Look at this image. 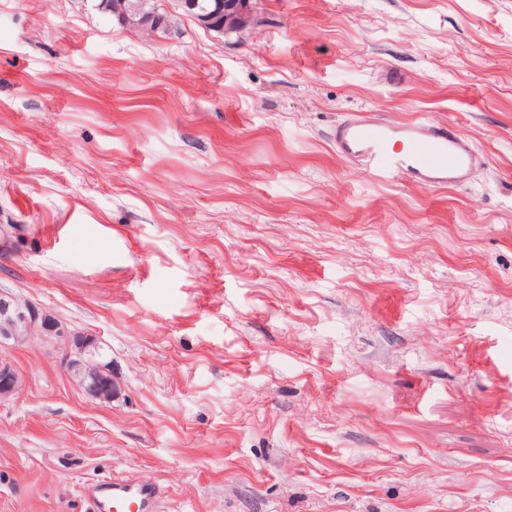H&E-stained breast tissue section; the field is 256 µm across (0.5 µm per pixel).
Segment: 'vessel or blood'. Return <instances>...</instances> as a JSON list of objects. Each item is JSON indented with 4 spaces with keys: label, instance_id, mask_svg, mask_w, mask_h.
I'll list each match as a JSON object with an SVG mask.
<instances>
[{
    "label": "vessel or blood",
    "instance_id": "b4317fda",
    "mask_svg": "<svg viewBox=\"0 0 512 512\" xmlns=\"http://www.w3.org/2000/svg\"><path fill=\"white\" fill-rule=\"evenodd\" d=\"M340 154L366 170L403 176L424 186L461 183L477 156L457 130L418 120L394 122L376 116L354 115L336 128ZM93 512H158L155 486L123 478L94 487Z\"/></svg>",
    "mask_w": 512,
    "mask_h": 512
}]
</instances>
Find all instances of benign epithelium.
Listing matches in <instances>:
<instances>
[{"label": "benign epithelium", "mask_w": 512, "mask_h": 512, "mask_svg": "<svg viewBox=\"0 0 512 512\" xmlns=\"http://www.w3.org/2000/svg\"><path fill=\"white\" fill-rule=\"evenodd\" d=\"M177 7L188 13L200 27L224 35H242L259 23L252 0H213L207 8L199 6L198 0H178ZM97 9L128 30L154 38L170 33L159 0H137L135 4L130 0H98ZM32 336L67 341L66 365L78 386L91 398L110 403L120 393L117 381L112 378V369L84 357L94 339L68 330L58 319L41 312L30 302L22 303L11 295L0 293V346L7 348ZM18 386L16 371L8 362L1 361L0 397L14 394Z\"/></svg>", "instance_id": "obj_1"}]
</instances>
